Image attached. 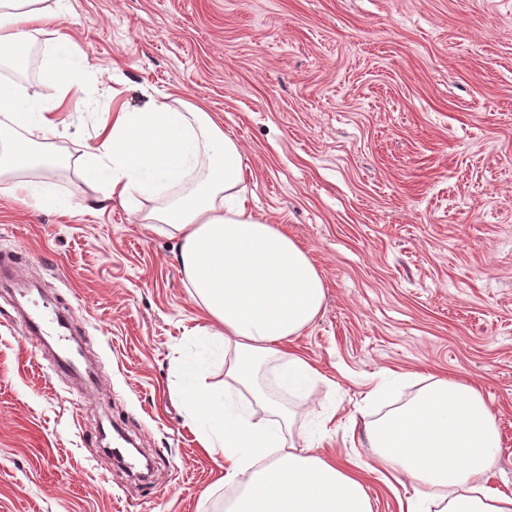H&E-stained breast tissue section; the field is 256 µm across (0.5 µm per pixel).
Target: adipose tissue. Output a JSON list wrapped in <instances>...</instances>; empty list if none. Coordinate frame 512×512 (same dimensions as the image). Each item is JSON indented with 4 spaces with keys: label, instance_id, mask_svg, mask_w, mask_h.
Wrapping results in <instances>:
<instances>
[{
    "label": "adipose tissue",
    "instance_id": "adipose-tissue-1",
    "mask_svg": "<svg viewBox=\"0 0 512 512\" xmlns=\"http://www.w3.org/2000/svg\"><path fill=\"white\" fill-rule=\"evenodd\" d=\"M68 2L0 0V49L46 36L38 78L52 90L43 98L0 77V183L63 216L129 204L140 223L177 239L174 259L203 319L178 370L201 448L221 459L224 482L241 487L226 512H371L367 473L409 483L400 512H512V493L492 482L501 448L492 411L480 388L453 378L434 377L414 402L367 423L371 461L296 447L292 414L260 369L272 365L277 387L295 398L319 379L291 344L319 315L325 283L282 225L252 215L242 147L209 113L173 95L103 113L80 169L82 201L47 195L30 178L61 161L33 143L55 136L89 94L88 56L63 26ZM219 360L234 383L224 391L199 381Z\"/></svg>",
    "mask_w": 512,
    "mask_h": 512
}]
</instances>
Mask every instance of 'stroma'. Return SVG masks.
<instances>
[{
	"instance_id": "stroma-1",
	"label": "stroma",
	"mask_w": 512,
	"mask_h": 512,
	"mask_svg": "<svg viewBox=\"0 0 512 512\" xmlns=\"http://www.w3.org/2000/svg\"><path fill=\"white\" fill-rule=\"evenodd\" d=\"M100 81L49 144L79 193L99 112L180 93L236 139L249 205L284 225L326 288L294 341L322 374L297 446L372 455L362 424L430 376L478 384L512 490V0H69ZM173 237L112 205L61 217L0 192L14 282L68 315L95 383L54 371L0 285V512H218L235 494L189 428L174 366L201 312ZM392 397H365L390 373ZM325 433L315 424L327 408Z\"/></svg>"
}]
</instances>
